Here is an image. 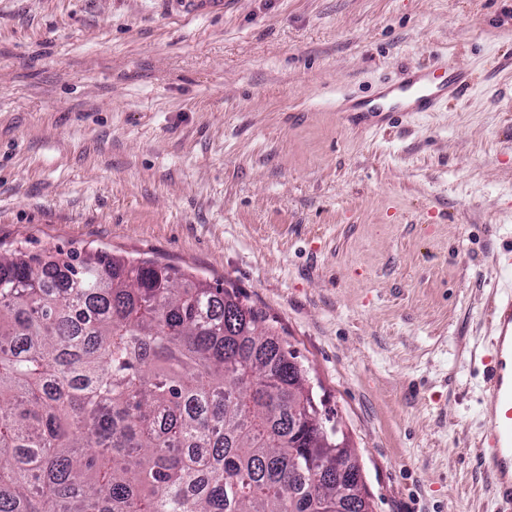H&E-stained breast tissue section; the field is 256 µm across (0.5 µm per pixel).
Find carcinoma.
<instances>
[{"mask_svg": "<svg viewBox=\"0 0 512 512\" xmlns=\"http://www.w3.org/2000/svg\"><path fill=\"white\" fill-rule=\"evenodd\" d=\"M239 295L151 260L0 254V512H356Z\"/></svg>", "mask_w": 512, "mask_h": 512, "instance_id": "carcinoma-1", "label": "carcinoma"}]
</instances>
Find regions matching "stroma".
Returning <instances> with one entry per match:
<instances>
[{"label": "stroma", "instance_id": "1", "mask_svg": "<svg viewBox=\"0 0 512 512\" xmlns=\"http://www.w3.org/2000/svg\"><path fill=\"white\" fill-rule=\"evenodd\" d=\"M454 55L435 112L338 111ZM512 0H0V253L151 258L267 313L372 512H502L479 457L512 263ZM169 10L182 15H219L224 13V0H166Z\"/></svg>", "mask_w": 512, "mask_h": 512}]
</instances>
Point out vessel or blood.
Masks as SVG:
<instances>
[{
    "instance_id": "b4317fda",
    "label": "vessel or blood",
    "mask_w": 512,
    "mask_h": 512,
    "mask_svg": "<svg viewBox=\"0 0 512 512\" xmlns=\"http://www.w3.org/2000/svg\"><path fill=\"white\" fill-rule=\"evenodd\" d=\"M171 12L182 15H219L224 0H167ZM470 82V73L449 56L436 58L428 68L389 86L378 96L352 101L347 111L361 113L375 123L392 112H431L456 97ZM491 311L495 331L491 364L486 375V429L481 462L492 478V493L512 505V278Z\"/></svg>"
}]
</instances>
